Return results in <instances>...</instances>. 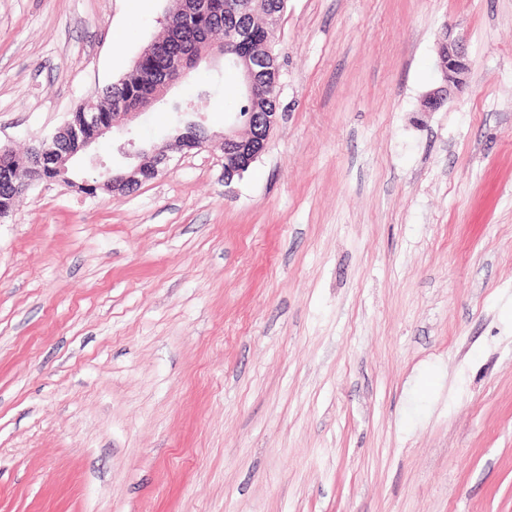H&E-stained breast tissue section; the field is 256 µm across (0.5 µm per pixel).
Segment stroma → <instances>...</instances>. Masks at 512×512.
I'll list each match as a JSON object with an SVG mask.
<instances>
[{
  "mask_svg": "<svg viewBox=\"0 0 512 512\" xmlns=\"http://www.w3.org/2000/svg\"><path fill=\"white\" fill-rule=\"evenodd\" d=\"M129 3L0 0L1 144L130 70L169 2ZM274 50L232 182L243 95L205 60L172 90L205 148L88 195L135 164L102 139L0 222V512H512V0H288ZM464 42L463 37H454L452 30L445 29L439 52V67L444 74V84L429 92L425 100L428 111L439 110L452 99L453 89L463 83L462 76L468 69Z\"/></svg>",
  "mask_w": 512,
  "mask_h": 512,
  "instance_id": "1",
  "label": "stroma"
}]
</instances>
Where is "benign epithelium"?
<instances>
[{"label":"benign epithelium","mask_w":512,"mask_h":512,"mask_svg":"<svg viewBox=\"0 0 512 512\" xmlns=\"http://www.w3.org/2000/svg\"><path fill=\"white\" fill-rule=\"evenodd\" d=\"M172 4L170 9L169 22L177 23L186 33V40L183 43V51L178 53L177 59L173 61V74L162 81V87L156 96L150 101L155 105L161 101L167 89L181 80L189 71L197 67L202 56L221 55L227 64L243 69V94L248 99L256 97L280 96V72L277 68L269 67L268 58L272 56V44L265 47V54L251 57L242 54L241 48L249 44V32H241L233 41L232 48L224 47V41L212 39H201L197 33L194 20L198 15L210 10L209 0H169ZM439 67L448 82L429 92L425 100V108L429 111L440 109L445 103L452 99L453 89L462 84V76L467 72L466 52L464 39L452 35V31L445 30L441 39L439 52ZM146 108L132 107L130 102L125 101L118 104V111L112 113V120L105 123L101 120L99 113L90 111L84 114V127L87 133L70 127L66 123L51 136L43 139L37 148L38 161L51 168L56 169L60 174V180L73 183V180L66 176L68 164L87 149L102 136L120 132L126 123L144 114ZM187 127L195 130V134L180 133L174 144L155 148L151 153L135 148V142L128 140L121 146L128 156L144 157L143 162L122 171H107L100 174L103 181L99 186L112 189V192H125L130 187L151 180L158 176L161 166L169 159L168 152L172 150H193L204 147L210 136L205 134L201 124L194 121L187 124ZM65 137H76L81 140L80 145L74 151L65 152L61 149V141ZM268 138H261L252 141L241 132L232 127L224 131L222 145L224 151V182L232 181L234 176L240 173L243 168L254 162L266 149Z\"/></svg>","instance_id":"1"}]
</instances>
